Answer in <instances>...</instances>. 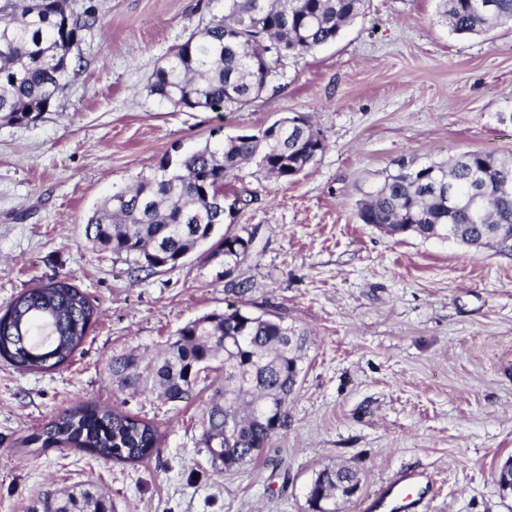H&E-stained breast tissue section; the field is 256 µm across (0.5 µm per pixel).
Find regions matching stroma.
Segmentation results:
<instances>
[{"label": "stroma", "mask_w": 512, "mask_h": 512, "mask_svg": "<svg viewBox=\"0 0 512 512\" xmlns=\"http://www.w3.org/2000/svg\"><path fill=\"white\" fill-rule=\"evenodd\" d=\"M91 5L99 20L74 49L70 91L34 120H0V308L67 275L100 311L68 366L26 373L0 358V512H44L88 485L114 512H308L327 467L359 475L339 512H376L404 472L424 473L429 512H512L497 477L512 457V251L391 237L356 217L398 163L512 156V27L461 36L439 0H368L336 42L284 59L251 104L178 111L148 78L223 18L224 0H71L78 14ZM295 113L328 147L292 182L241 167L224 197L235 218L218 228L254 239L235 268L205 245L135 282L123 259L87 243L94 208L158 173L165 155ZM241 280L248 311L312 338L288 428L255 461L225 469L200 440L219 371L201 374L186 402L127 396L125 411L163 433L141 463L27 444L81 398L112 405L113 354L161 348L224 310L227 284Z\"/></svg>", "instance_id": "obj_1"}]
</instances>
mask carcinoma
<instances>
[{
  "mask_svg": "<svg viewBox=\"0 0 512 512\" xmlns=\"http://www.w3.org/2000/svg\"><path fill=\"white\" fill-rule=\"evenodd\" d=\"M224 18L177 45L150 77L151 92L173 108L220 112L250 104L274 78L282 61L336 41L362 16L366 0H225ZM448 26L458 35H480L512 24V0H441ZM96 22V9L74 15L70 0H0V117L28 122L67 92L75 74L73 47ZM327 148L315 125L282 129L272 140L231 137L178 159L179 172L140 177L112 193L87 219L84 235L128 264L136 278L174 267L224 223V188L243 163L255 160L267 175L291 182ZM512 158L468 152L446 164H400L358 206L357 218L390 236L435 237L453 226L475 249L512 234V189L502 186ZM443 174L455 190L479 188L484 219L448 211ZM239 236L223 235L214 247L239 262ZM99 316V308L71 279L54 277L29 288L0 314V357L24 371L68 364ZM310 343L275 319H261L237 305L188 322L148 358L136 349L114 354L107 371L118 394L157 392L176 402L192 398L201 372L221 361L224 392L202 421L201 441L212 459L235 469L255 460L287 428L288 400L298 383L302 352ZM280 414L272 424L271 414ZM232 431H226L227 425ZM159 426L130 415L122 404L81 400L26 443L74 447L105 461L136 464L158 452ZM359 487L357 472L324 468L308 491L310 512H338L336 498ZM92 488L69 492L56 512H111Z\"/></svg>",
  "mask_w": 512,
  "mask_h": 512,
  "instance_id": "cac0c4a2",
  "label": "carcinoma"
}]
</instances>
